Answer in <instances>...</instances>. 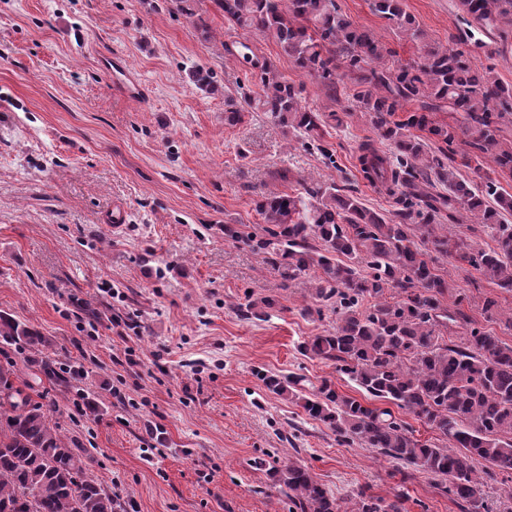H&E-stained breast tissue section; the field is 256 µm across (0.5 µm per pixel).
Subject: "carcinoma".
Instances as JSON below:
<instances>
[{
    "label": "carcinoma",
    "instance_id": "carcinoma-1",
    "mask_svg": "<svg viewBox=\"0 0 512 512\" xmlns=\"http://www.w3.org/2000/svg\"><path fill=\"white\" fill-rule=\"evenodd\" d=\"M462 10L497 29L512 24V0H459ZM224 18L272 38L297 69L334 101L353 102L368 113L379 135L397 148L396 162L370 144L361 147V172L394 196L392 216L366 209L352 195L305 187L314 203L289 194L262 196L257 209L267 237L244 236L231 224L224 236L270 250L288 276L312 267L322 271L313 299L336 309V332L299 345L301 352L336 364V371L365 392V401L324 380L303 395L300 376H263L266 388L303 401L307 414L328 426L338 441H358L407 469L403 480L426 472L445 482L459 512H489L482 487L497 473L512 474V345L489 332L472 330L457 343L449 336L468 317L440 297L450 284L434 273L417 241L442 254L465 249L470 266L497 287L512 291V195L489 180L479 191L453 166L459 136L476 152L491 155L512 172V147L499 146L496 132L512 112V88L472 67L464 53L427 41L401 0H373L375 12L419 44V61L387 65L394 51L339 13L336 0H215ZM356 74L340 86L336 69ZM261 111L294 129L317 130L320 112L301 105L303 86L288 81L267 61L260 68ZM421 111L394 119L403 102ZM448 107L465 115L459 126L433 124L428 113ZM425 130L441 143L437 153L409 129ZM448 186V194L437 185ZM480 216L496 242L474 249L437 233L443 213L460 222L459 208ZM396 290L392 301L385 291ZM375 302L362 308L366 298ZM0 344L33 353L30 363L58 385L71 381L45 355L49 340L0 312ZM14 365H0V512H116V501L82 461L86 449L62 434L51 405L34 402L15 385ZM386 401L421 420L437 434L422 441ZM295 512H341V505L304 465L279 471ZM352 512H402V495L391 502L365 491Z\"/></svg>",
    "mask_w": 512,
    "mask_h": 512
}]
</instances>
